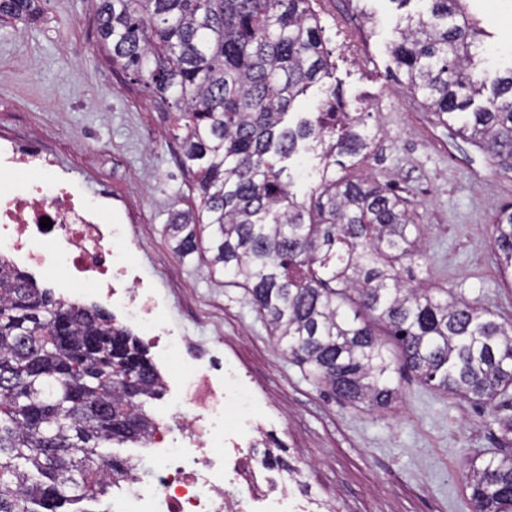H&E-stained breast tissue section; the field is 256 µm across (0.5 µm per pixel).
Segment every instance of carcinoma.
<instances>
[{
  "instance_id": "1",
  "label": "carcinoma",
  "mask_w": 512,
  "mask_h": 512,
  "mask_svg": "<svg viewBox=\"0 0 512 512\" xmlns=\"http://www.w3.org/2000/svg\"><path fill=\"white\" fill-rule=\"evenodd\" d=\"M397 24L392 62L460 137L512 157V68L488 79L484 31L467 0H426ZM31 0H0L27 16ZM102 48L175 116L180 165L200 198L167 232L182 258L250 297L283 354L318 386L359 408L388 409L404 371L438 393L495 405L512 387V322L452 286L404 278L424 260L422 225L387 184L336 175V152L370 147L336 88L285 124L329 75L311 0H97ZM320 150L303 200L284 163ZM500 278L512 288V211L493 224ZM162 376L145 345L92 304L74 307L0 255V512L76 509L109 492L141 442ZM127 420L133 427L117 426ZM476 512H512V455L469 462Z\"/></svg>"
}]
</instances>
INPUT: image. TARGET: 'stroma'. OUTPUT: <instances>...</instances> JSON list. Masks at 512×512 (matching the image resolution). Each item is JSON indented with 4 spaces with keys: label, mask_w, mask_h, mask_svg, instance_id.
<instances>
[{
    "label": "stroma",
    "mask_w": 512,
    "mask_h": 512,
    "mask_svg": "<svg viewBox=\"0 0 512 512\" xmlns=\"http://www.w3.org/2000/svg\"><path fill=\"white\" fill-rule=\"evenodd\" d=\"M468 6L488 34L485 70L512 66V0ZM425 7L317 0L330 82L374 135L364 159L342 162L391 182L426 225L415 278L452 285L510 320L512 288L499 278L491 225L512 207V158L462 139L392 74L397 20ZM34 9L24 20H0V137L37 141L55 157L59 178L119 206L142 244L133 261L167 299L168 320L195 345L214 347L267 402L265 431L280 440L284 459L305 461L308 497L333 512H472L461 463L504 452L496 419L512 416V396L483 406L405 373L397 404L369 413L318 387L276 347L243 289L197 258L178 257L165 226L199 200L179 164L173 118L101 48L96 0H34Z\"/></svg>",
    "instance_id": "stroma-1"
}]
</instances>
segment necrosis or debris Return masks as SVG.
I'll return each mask as SVG.
<instances>
[{
	"label": "necrosis or debris",
	"instance_id": "4bbe7bcc",
	"mask_svg": "<svg viewBox=\"0 0 512 512\" xmlns=\"http://www.w3.org/2000/svg\"><path fill=\"white\" fill-rule=\"evenodd\" d=\"M55 160L39 144L0 146V168L11 175L0 188V252L57 271V288L74 301L93 295L110 303L124 328L162 339L157 352L171 376L172 395L150 443L151 480L143 459L130 457L120 512H304L302 502L276 489L254 449H243L225 422L234 403L239 425L254 428L248 400L224 378L223 364L189 352L185 337L167 326L153 288L138 275L130 228L108 223L98 205L54 174ZM51 228H41V219Z\"/></svg>",
	"mask_w": 512,
	"mask_h": 512
}]
</instances>
